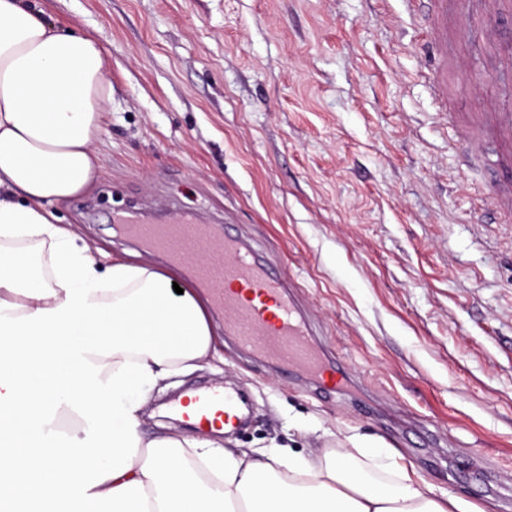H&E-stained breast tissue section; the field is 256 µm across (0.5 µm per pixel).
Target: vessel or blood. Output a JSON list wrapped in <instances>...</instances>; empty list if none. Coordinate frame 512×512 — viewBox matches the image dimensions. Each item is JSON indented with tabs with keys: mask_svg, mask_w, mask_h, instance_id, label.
Listing matches in <instances>:
<instances>
[{
	"mask_svg": "<svg viewBox=\"0 0 512 512\" xmlns=\"http://www.w3.org/2000/svg\"><path fill=\"white\" fill-rule=\"evenodd\" d=\"M124 224L126 234L177 261L193 263L196 278L208 286L214 307L224 313L225 335L240 346L333 385L348 379V372L327 371L321 353L309 341L307 322L285 289L283 275L240 238L177 218L147 224L133 214ZM200 254L205 262H197ZM191 402L192 417L202 427L234 423L240 410L237 395L220 386L196 390Z\"/></svg>",
	"mask_w": 512,
	"mask_h": 512,
	"instance_id": "vessel-or-blood-1",
	"label": "vessel or blood"
}]
</instances>
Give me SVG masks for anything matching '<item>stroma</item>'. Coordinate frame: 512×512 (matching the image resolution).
Wrapping results in <instances>:
<instances>
[{
	"label": "stroma",
	"instance_id": "35a3bbf8",
	"mask_svg": "<svg viewBox=\"0 0 512 512\" xmlns=\"http://www.w3.org/2000/svg\"><path fill=\"white\" fill-rule=\"evenodd\" d=\"M96 38L112 108L93 188L60 207L113 255L131 211L193 213L248 241L291 283L328 359L353 382L319 394L238 349L213 314L221 369L184 376L142 414L146 435L186 388L253 402L227 448L372 435L436 494L512 512V186L500 140L452 148L512 113V0H448L435 58L404 0H38Z\"/></svg>",
	"mask_w": 512,
	"mask_h": 512
}]
</instances>
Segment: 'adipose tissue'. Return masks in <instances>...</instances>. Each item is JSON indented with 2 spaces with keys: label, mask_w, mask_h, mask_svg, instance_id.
I'll list each match as a JSON object with an SVG mask.
<instances>
[{
  "label": "adipose tissue",
  "mask_w": 512,
  "mask_h": 512,
  "mask_svg": "<svg viewBox=\"0 0 512 512\" xmlns=\"http://www.w3.org/2000/svg\"><path fill=\"white\" fill-rule=\"evenodd\" d=\"M111 104L97 39L0 0V512H476L359 434L310 458L141 434L153 391L217 345L208 299L55 212L96 182Z\"/></svg>",
  "instance_id": "ef3b65f1"
}]
</instances>
